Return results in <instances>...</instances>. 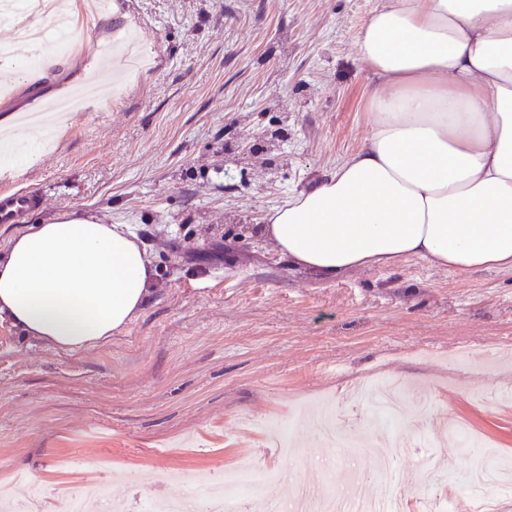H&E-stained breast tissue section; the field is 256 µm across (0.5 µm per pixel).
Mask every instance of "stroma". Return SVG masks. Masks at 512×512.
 Listing matches in <instances>:
<instances>
[{"label": "stroma", "instance_id": "stroma-1", "mask_svg": "<svg viewBox=\"0 0 512 512\" xmlns=\"http://www.w3.org/2000/svg\"><path fill=\"white\" fill-rule=\"evenodd\" d=\"M380 0H119L77 24L78 53H54L33 81L0 93V115L27 113L94 77L111 81L105 37L134 26L150 64L127 91L86 107L55 147L0 181L36 192L37 224L77 211L127 224L154 266L133 321L94 350L62 352L0 323V484L27 476L52 512L103 470L116 501L159 490L189 497L176 474L241 464L292 471L364 494L345 464L403 440L399 491L422 498L434 454L456 496L479 453L452 427L512 464V271L451 273L411 258L326 282L258 235L288 195L332 173L368 139L376 83L358 33ZM400 383L430 397L423 427H375L351 415L350 386ZM294 445L277 455L272 426Z\"/></svg>", "mask_w": 512, "mask_h": 512}]
</instances>
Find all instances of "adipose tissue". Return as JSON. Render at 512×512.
<instances>
[{
	"instance_id": "adipose-tissue-1",
	"label": "adipose tissue",
	"mask_w": 512,
	"mask_h": 512,
	"mask_svg": "<svg viewBox=\"0 0 512 512\" xmlns=\"http://www.w3.org/2000/svg\"><path fill=\"white\" fill-rule=\"evenodd\" d=\"M359 48L379 85L367 143L275 208L262 237L325 281L410 258L512 270V0H380ZM67 126L0 116L25 140ZM152 275L128 225L75 212L29 224L0 246V320L54 349H96L141 311Z\"/></svg>"
}]
</instances>
